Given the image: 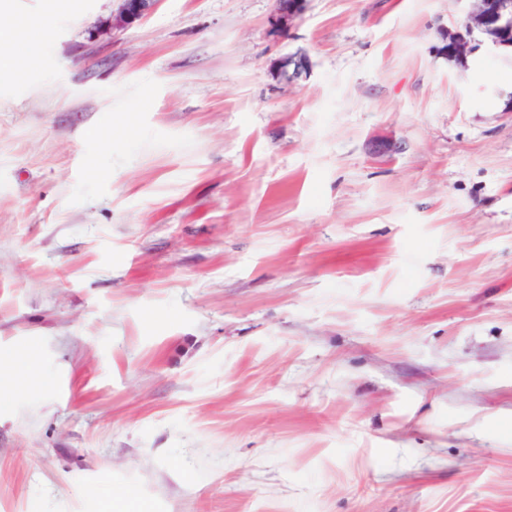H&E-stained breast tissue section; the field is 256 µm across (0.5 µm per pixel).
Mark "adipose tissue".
Instances as JSON below:
<instances>
[{"instance_id":"ef3b65f1","label":"adipose tissue","mask_w":512,"mask_h":512,"mask_svg":"<svg viewBox=\"0 0 512 512\" xmlns=\"http://www.w3.org/2000/svg\"><path fill=\"white\" fill-rule=\"evenodd\" d=\"M54 385V376L45 373L35 352L0 347V414L11 410L16 391L32 386L47 391Z\"/></svg>"}]
</instances>
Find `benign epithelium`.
Wrapping results in <instances>:
<instances>
[{"mask_svg": "<svg viewBox=\"0 0 512 512\" xmlns=\"http://www.w3.org/2000/svg\"><path fill=\"white\" fill-rule=\"evenodd\" d=\"M157 0H121L119 12L112 17V27L123 28L148 15ZM308 0H277V22L289 27L306 10ZM468 23L464 31L441 32L443 53L450 59L461 61L474 49L472 42L479 34L492 43L512 46V0H469ZM311 68L308 56L300 51L284 55L272 65L278 79L294 83L307 77Z\"/></svg>", "mask_w": 512, "mask_h": 512, "instance_id": "benign-epithelium-1", "label": "benign epithelium"}]
</instances>
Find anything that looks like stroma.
Here are the masks:
<instances>
[{
	"instance_id": "stroma-1",
	"label": "stroma",
	"mask_w": 512,
	"mask_h": 512,
	"mask_svg": "<svg viewBox=\"0 0 512 512\" xmlns=\"http://www.w3.org/2000/svg\"><path fill=\"white\" fill-rule=\"evenodd\" d=\"M41 2L0 16L43 34L0 345L56 385L0 416V512H512V50L438 54L467 0ZM119 12L112 17L113 28H123L148 15L157 0H120ZM308 0H277V22L282 28H288L306 10ZM311 63L308 56L300 51L284 55L272 65V72L286 83H294L309 74Z\"/></svg>"
}]
</instances>
